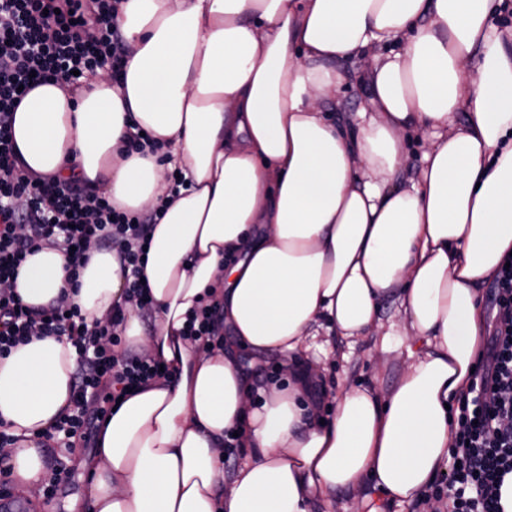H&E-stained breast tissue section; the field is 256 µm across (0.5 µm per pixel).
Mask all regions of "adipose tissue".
<instances>
[{
  "label": "adipose tissue",
  "instance_id": "adipose-tissue-1",
  "mask_svg": "<svg viewBox=\"0 0 512 512\" xmlns=\"http://www.w3.org/2000/svg\"><path fill=\"white\" fill-rule=\"evenodd\" d=\"M491 0H123L119 79L40 84L11 117L30 175L72 176L126 210L169 207L143 278L154 327L124 299L116 253L97 247L78 281L55 248L29 255L15 292L32 307L67 294L88 319L122 311L135 350L165 379L126 397L79 459L93 512H310L315 499L372 486L409 499L445 471L446 406L480 346L478 284L512 251V31ZM370 58L353 126L335 60ZM467 121L456 125L458 110ZM167 161L119 152L133 128ZM426 143L417 180L396 174L410 137ZM186 179L170 192L167 175ZM405 326L383 324L392 287ZM239 345L276 354L292 381L255 388L231 352L183 334L209 293ZM372 336L379 355L416 351L388 393L345 386L329 410L309 359L319 331ZM76 350L48 336L0 358V450L40 504L37 442L71 405ZM248 456L225 478L224 433Z\"/></svg>",
  "mask_w": 512,
  "mask_h": 512
}]
</instances>
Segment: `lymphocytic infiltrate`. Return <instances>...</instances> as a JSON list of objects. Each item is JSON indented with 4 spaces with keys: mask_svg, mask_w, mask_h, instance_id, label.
<instances>
[{
    "mask_svg": "<svg viewBox=\"0 0 512 512\" xmlns=\"http://www.w3.org/2000/svg\"><path fill=\"white\" fill-rule=\"evenodd\" d=\"M121 0H0V358L33 337L66 336L77 351L71 406L44 444H70L130 390L161 378L160 364L122 349V315L88 321L68 295L40 309L22 303L10 283L27 257L48 245L69 255L78 278L89 245L112 249L125 271L127 298L143 312L152 300L142 280L150 231L163 207L130 212L77 181L33 179L22 169L9 118L33 81L77 83L118 75L125 41L114 23ZM490 330L470 383L451 405L455 463L448 476L417 494L413 512H502L500 489L512 473V267L498 265L487 297Z\"/></svg>",
    "mask_w": 512,
    "mask_h": 512,
    "instance_id": "lymphocytic-infiltrate-1",
    "label": "lymphocytic infiltrate"
}]
</instances>
